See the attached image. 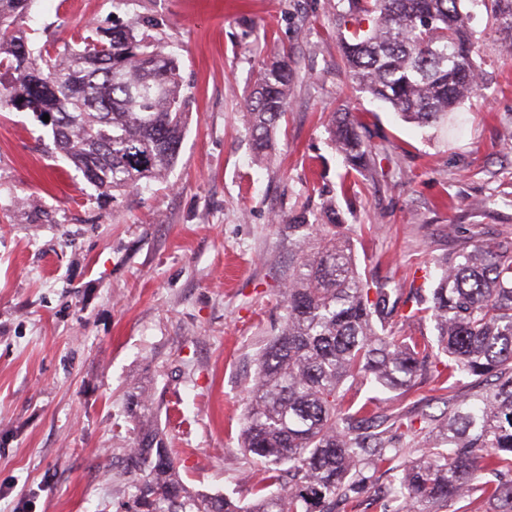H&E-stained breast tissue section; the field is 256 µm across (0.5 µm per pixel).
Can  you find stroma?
<instances>
[{"label":"stroma","instance_id":"1","mask_svg":"<svg viewBox=\"0 0 512 512\" xmlns=\"http://www.w3.org/2000/svg\"><path fill=\"white\" fill-rule=\"evenodd\" d=\"M335 14L336 0H34L21 19L38 45L158 19L151 36L178 58L189 109L164 179L113 198L55 156L33 113L0 112V512H120L124 455L147 425L189 488L251 501L256 466L239 434L258 354L285 316L294 215L318 218L335 200L363 227L360 271L426 292L435 258L512 233V60L484 6L471 22L483 95L438 129L351 88ZM280 46L297 70L259 159L244 103ZM340 109L389 147L347 195L326 130ZM144 390L147 406L132 405ZM352 394L413 421L414 458L446 410L427 381Z\"/></svg>","mask_w":512,"mask_h":512}]
</instances>
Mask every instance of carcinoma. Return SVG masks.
<instances>
[{
  "label": "carcinoma",
  "mask_w": 512,
  "mask_h": 512,
  "mask_svg": "<svg viewBox=\"0 0 512 512\" xmlns=\"http://www.w3.org/2000/svg\"><path fill=\"white\" fill-rule=\"evenodd\" d=\"M464 0H337L342 60L355 88L390 105L404 120L438 126L481 90L475 34ZM498 24L500 52L512 58V0H479ZM33 0H0V112L29 111L56 152L102 195L162 179L178 160L187 101L171 54L130 26L85 25L74 44L37 46L17 25ZM371 20L364 30L362 21ZM294 55L262 62L246 98L254 151L268 149L284 117ZM329 138L344 177L372 170L386 153L358 131L350 112H334ZM326 222L305 214L288 232L313 240L301 250L285 288L281 331L266 345L248 387L240 447L261 465L253 499L189 490L171 449L154 428L127 449L134 492L126 512H336L366 468L396 473L383 497L395 512H440L479 491L512 512V236L476 239L438 263L430 305L411 317L434 322L436 338L394 336L401 284L368 280L356 263L346 224L329 207ZM433 375L448 392L447 410L431 417L435 442L421 458L397 465L400 438L413 429L402 415L348 396L360 380L407 392ZM493 380L482 393L457 395L461 377ZM276 490H270V487Z\"/></svg>",
  "instance_id": "carcinoma-1"
}]
</instances>
